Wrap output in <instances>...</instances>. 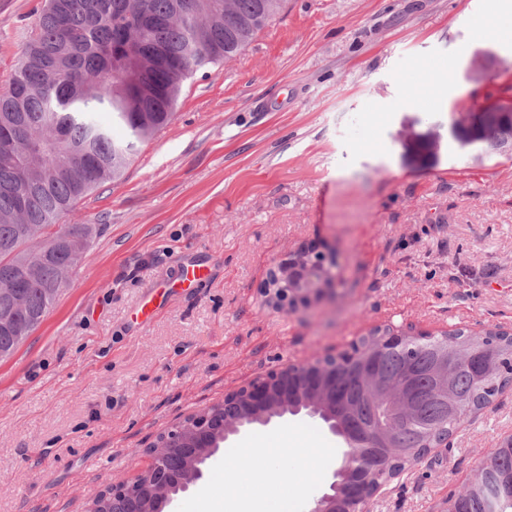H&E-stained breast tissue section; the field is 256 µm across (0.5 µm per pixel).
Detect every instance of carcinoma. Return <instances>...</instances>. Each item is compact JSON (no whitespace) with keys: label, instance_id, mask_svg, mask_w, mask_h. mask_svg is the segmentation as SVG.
Returning <instances> with one entry per match:
<instances>
[{"label":"carcinoma","instance_id":"carcinoma-1","mask_svg":"<svg viewBox=\"0 0 512 512\" xmlns=\"http://www.w3.org/2000/svg\"><path fill=\"white\" fill-rule=\"evenodd\" d=\"M281 0H45L12 86L0 93V359L44 321L98 227L62 224L98 185L118 179L137 144L171 123L182 86L227 61L277 14ZM126 133L114 138L95 114ZM372 373L405 393L411 422L388 425L387 407L367 393ZM512 384V333L462 329L394 338L377 329L324 366L299 368L288 385L311 398L322 387L336 434L369 440L364 456L399 448L370 484L390 480L456 428L450 409L480 410ZM482 488L448 500V512H512V437L485 456ZM142 504L103 494L91 512H136Z\"/></svg>","mask_w":512,"mask_h":512}]
</instances>
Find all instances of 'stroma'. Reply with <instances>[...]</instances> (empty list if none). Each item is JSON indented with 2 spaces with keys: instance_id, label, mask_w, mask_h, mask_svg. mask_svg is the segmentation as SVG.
Returning a JSON list of instances; mask_svg holds the SVG:
<instances>
[{
  "instance_id": "obj_1",
  "label": "stroma",
  "mask_w": 512,
  "mask_h": 512,
  "mask_svg": "<svg viewBox=\"0 0 512 512\" xmlns=\"http://www.w3.org/2000/svg\"><path fill=\"white\" fill-rule=\"evenodd\" d=\"M503 0H283L237 56L188 79L171 123L69 222L100 230L40 326L0 362V512H85L134 479L186 416L285 364L338 355L377 326L512 331V159L473 158L450 113L512 67ZM43 0H0V92ZM336 257L335 294L267 304L275 263ZM208 265L197 289L175 281ZM168 289L152 321L144 300ZM287 440H280V433ZM512 437V386L388 482L366 512H448ZM333 461L300 486L309 512L347 451L321 420L241 433ZM224 493V456L165 512Z\"/></svg>"
}]
</instances>
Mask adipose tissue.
I'll use <instances>...</instances> for the list:
<instances>
[{"label":"adipose tissue","instance_id":"adipose-tissue-1","mask_svg":"<svg viewBox=\"0 0 512 512\" xmlns=\"http://www.w3.org/2000/svg\"><path fill=\"white\" fill-rule=\"evenodd\" d=\"M287 448L255 445L231 453V481L224 484V508H201L200 512H280L279 489L288 482H303L301 472L285 473L279 466Z\"/></svg>","mask_w":512,"mask_h":512}]
</instances>
